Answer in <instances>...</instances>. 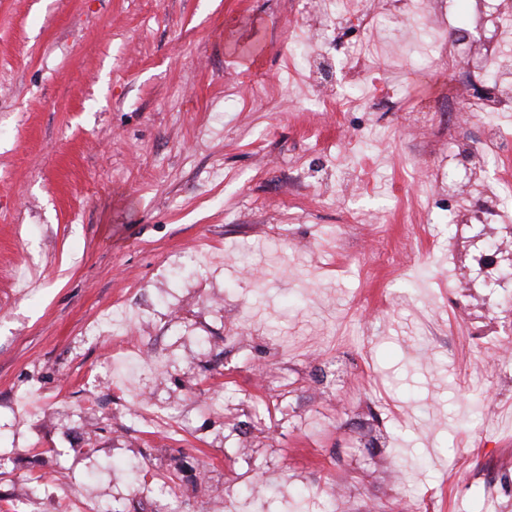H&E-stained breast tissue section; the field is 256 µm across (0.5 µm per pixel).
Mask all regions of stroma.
I'll return each mask as SVG.
<instances>
[{"label":"stroma","instance_id":"obj_1","mask_svg":"<svg viewBox=\"0 0 512 512\" xmlns=\"http://www.w3.org/2000/svg\"><path fill=\"white\" fill-rule=\"evenodd\" d=\"M298 2L0 0V512H512V166L432 0ZM476 78L475 72L472 71L468 75H459L456 79L454 86L452 88V96L450 97V102L448 103V134H451L457 128V125L454 121H452L449 116L452 115V106L459 100L467 98L471 86Z\"/></svg>","mask_w":512,"mask_h":512}]
</instances>
